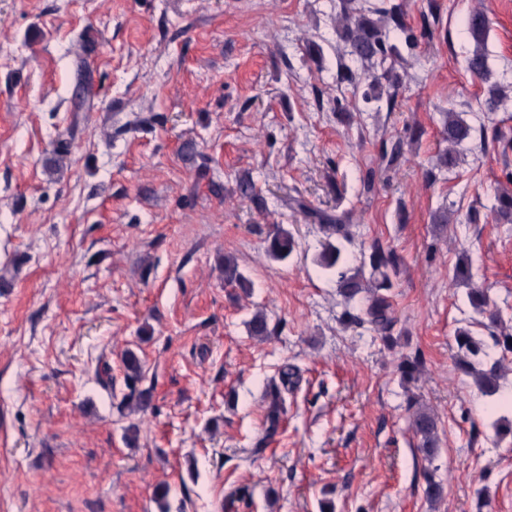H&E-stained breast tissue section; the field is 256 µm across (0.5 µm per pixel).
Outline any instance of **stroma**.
<instances>
[{"label":"stroma","instance_id":"obj_1","mask_svg":"<svg viewBox=\"0 0 512 512\" xmlns=\"http://www.w3.org/2000/svg\"><path fill=\"white\" fill-rule=\"evenodd\" d=\"M338 2L0 0V512H512V441L454 341L464 265L512 324V224L489 214L512 185V97L482 110L466 30L489 17L492 77L512 84V0H395L417 43L391 110L337 79ZM449 109L475 134L448 172ZM304 204L345 216L351 255L401 256L393 345L339 323ZM445 207L462 223L438 228ZM277 225L293 261L266 253ZM228 255L250 289L225 286ZM414 354L431 461L398 374ZM408 411L412 410L408 429L418 440L417 448L429 461L434 460L438 452V419L428 406L416 397L409 399Z\"/></svg>","mask_w":512,"mask_h":512}]
</instances>
